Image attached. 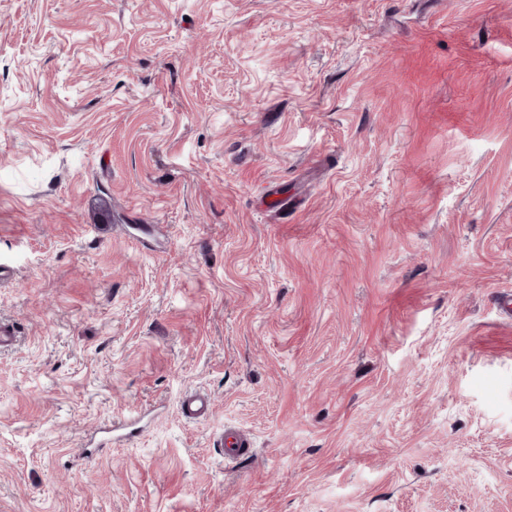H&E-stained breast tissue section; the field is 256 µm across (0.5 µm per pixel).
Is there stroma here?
Here are the masks:
<instances>
[{
	"label": "stroma",
	"mask_w": 512,
	"mask_h": 512,
	"mask_svg": "<svg viewBox=\"0 0 512 512\" xmlns=\"http://www.w3.org/2000/svg\"><path fill=\"white\" fill-rule=\"evenodd\" d=\"M0 262V512H512V0H0ZM210 405V400L205 396L190 394L183 398L181 409L186 419L199 420L208 416ZM220 449L224 454V461L234 462L251 452L249 438L241 431L229 427L221 434Z\"/></svg>",
	"instance_id": "35a3bbf8"
}]
</instances>
